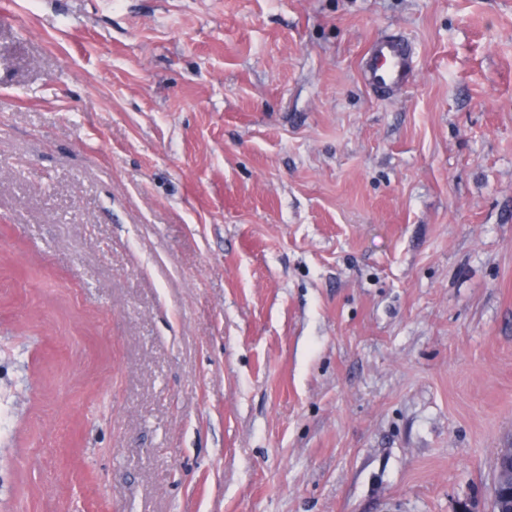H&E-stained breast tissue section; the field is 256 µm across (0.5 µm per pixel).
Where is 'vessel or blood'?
Wrapping results in <instances>:
<instances>
[{
    "label": "vessel or blood",
    "mask_w": 512,
    "mask_h": 512,
    "mask_svg": "<svg viewBox=\"0 0 512 512\" xmlns=\"http://www.w3.org/2000/svg\"><path fill=\"white\" fill-rule=\"evenodd\" d=\"M413 70V53L408 41L400 36H387L369 44L360 73L373 92L394 96L407 86Z\"/></svg>",
    "instance_id": "b4317fda"
}]
</instances>
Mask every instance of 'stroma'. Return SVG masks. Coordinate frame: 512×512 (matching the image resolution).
<instances>
[{
  "mask_svg": "<svg viewBox=\"0 0 512 512\" xmlns=\"http://www.w3.org/2000/svg\"><path fill=\"white\" fill-rule=\"evenodd\" d=\"M502 448L512 0H0V512H491ZM414 70L410 44L401 36L373 40L362 59L361 77L373 92L395 96L409 83Z\"/></svg>",
  "mask_w": 512,
  "mask_h": 512,
  "instance_id": "stroma-1",
  "label": "stroma"
}]
</instances>
